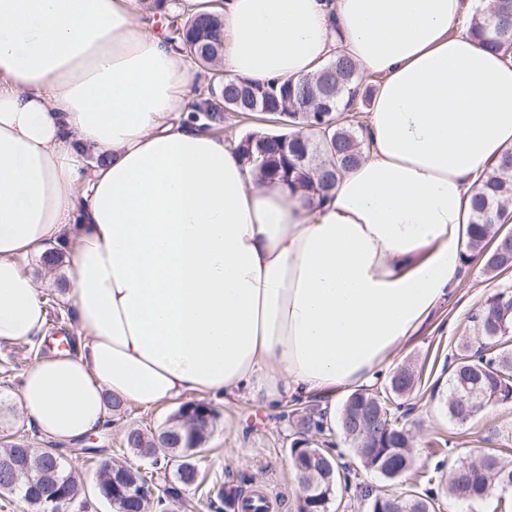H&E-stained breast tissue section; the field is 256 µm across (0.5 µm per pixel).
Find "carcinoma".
Listing matches in <instances>:
<instances>
[{
    "mask_svg": "<svg viewBox=\"0 0 512 512\" xmlns=\"http://www.w3.org/2000/svg\"><path fill=\"white\" fill-rule=\"evenodd\" d=\"M178 25L167 39L199 66L212 70L219 62L214 46L221 19L215 13H201L187 19L169 16L168 26ZM469 33L479 44L512 56V0H492L487 10L469 22ZM217 96L231 102L229 108L241 114L261 112L282 119L288 113V127L278 131L256 130L239 139L237 149L243 163L266 179L299 189L311 198H325L343 174L356 167L366 148L367 124L362 114L371 104L370 85L364 84L360 67L339 51L309 76L274 80L260 84L247 80L213 81ZM288 135V146L278 137ZM512 204V149L506 150L482 175V188L471 204L467 247L482 257L488 274L512 271V232L501 231L499 221ZM476 326L472 340L461 344L448 378V416L458 423L471 420L489 405H512V284L488 295L471 315ZM419 376L410 365L398 367L383 386L361 388L344 401L340 429L354 448L363 468L389 481L404 477L413 468L412 436L399 422L400 399L411 394ZM373 406L380 409L381 429L372 431L362 422V413ZM216 421L214 410L205 403L181 404L154 431L130 428L124 444L133 454L157 470L179 463L174 479L166 484L163 498L136 497L126 486L148 485L153 476L140 468L103 459L95 469L93 487L97 495L116 512H169L183 506L182 490L200 486L199 472L190 461L194 449L202 448ZM302 437L290 451L297 452L303 469L296 471L300 485L311 487L309 496L298 499L297 512H337L336 486L340 473L325 444L304 434L315 431L330 435L325 414L309 405L297 415ZM11 453L30 458L32 470L23 483L0 481V494H17L34 512H66L85 494L84 484L73 475V467L57 454L37 448L22 438L6 443ZM5 450V451H7ZM0 451V456L5 455ZM512 481V463L494 453L475 462L459 460L451 466L441 485L448 501L465 504L484 499L489 483ZM367 512H435L434 493L383 490L368 498Z\"/></svg>",
    "mask_w": 512,
    "mask_h": 512,
    "instance_id": "carcinoma-1",
    "label": "carcinoma"
}]
</instances>
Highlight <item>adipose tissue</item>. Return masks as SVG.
<instances>
[{
    "mask_svg": "<svg viewBox=\"0 0 512 512\" xmlns=\"http://www.w3.org/2000/svg\"><path fill=\"white\" fill-rule=\"evenodd\" d=\"M482 0H224L222 67L264 82L334 51L378 83L364 160L329 198L258 179L196 118L142 0H0V343L41 337L31 255L65 248L76 336L20 411L65 444L108 399L372 383L453 292L477 176L512 148V62ZM469 33L479 44L512 56V0H493L487 10L478 12L469 22Z\"/></svg>",
    "mask_w": 512,
    "mask_h": 512,
    "instance_id": "obj_1",
    "label": "adipose tissue"
}]
</instances>
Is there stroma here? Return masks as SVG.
Listing matches in <instances>:
<instances>
[{
  "mask_svg": "<svg viewBox=\"0 0 512 512\" xmlns=\"http://www.w3.org/2000/svg\"><path fill=\"white\" fill-rule=\"evenodd\" d=\"M27 268L40 284L48 301L46 331L63 328L73 332L74 321L66 303L47 282L39 256L28 257ZM512 282V271L495 280L484 276L477 263L462 264L449 299L441 302L421 324L414 336L399 346L382 368L388 377L397 367L413 365L420 381L405 400V421L414 437L415 467L430 470L437 462L452 466L457 459H474L491 448L501 449L512 460V408L490 406L472 420L452 421L444 407L448 395V376L457 346L474 335L470 316L500 283ZM36 359L30 343L0 344V435L28 438L39 448L63 454L82 475L91 481L95 462L82 453L78 444L61 445L39 431L19 411L17 397L22 375ZM217 415L214 430L197 458L202 479L200 487L188 488L184 512H210L208 493L219 488H236L248 493L264 490L272 503L271 512H297L300 487L293 471L290 445L298 434L295 408L298 399H255L247 389L210 399ZM178 407L177 402L149 408L124 409L110 414L99 439L103 457L127 466L141 461L123 445L128 427L157 429ZM333 453L344 484L338 485L340 512H363L360 501L365 492L387 489L382 477L364 470L352 447L341 433H334Z\"/></svg>",
  "mask_w": 512,
  "mask_h": 512,
  "instance_id": "35a3bbf8",
  "label": "stroma"
}]
</instances>
